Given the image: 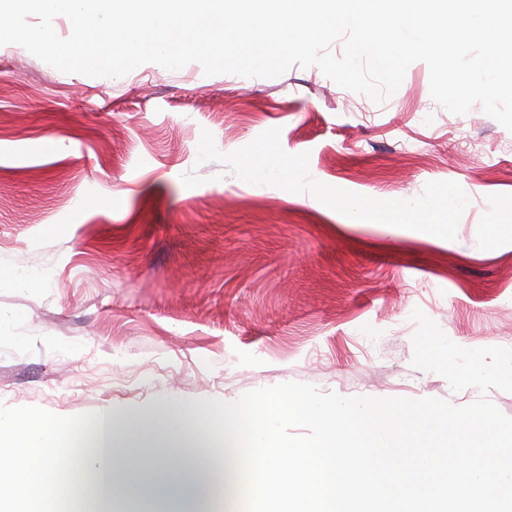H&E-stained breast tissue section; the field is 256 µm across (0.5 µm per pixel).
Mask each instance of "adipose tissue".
Wrapping results in <instances>:
<instances>
[{"label":"adipose tissue","mask_w":512,"mask_h":512,"mask_svg":"<svg viewBox=\"0 0 512 512\" xmlns=\"http://www.w3.org/2000/svg\"><path fill=\"white\" fill-rule=\"evenodd\" d=\"M288 420L314 424L309 443L277 436ZM503 451L490 459L484 480H476L470 451L488 443ZM263 449L257 465L268 485L284 489V512H495L512 493V426L490 413L460 411L440 417L433 408L382 404L357 409L318 406L301 394L236 407L170 403L116 413L93 421L80 418L44 423L25 410L0 411V512L32 502V512H60L71 487L61 477L71 449H83L87 512H123L136 501L142 512H211L213 458L224 451V484L232 486L242 448ZM456 466L448 479L417 499L408 472L432 473L446 457Z\"/></svg>","instance_id":"adipose-tissue-1"}]
</instances>
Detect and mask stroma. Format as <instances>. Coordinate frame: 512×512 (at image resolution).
Here are the masks:
<instances>
[{
    "label": "stroma",
    "mask_w": 512,
    "mask_h": 512,
    "mask_svg": "<svg viewBox=\"0 0 512 512\" xmlns=\"http://www.w3.org/2000/svg\"><path fill=\"white\" fill-rule=\"evenodd\" d=\"M490 224L512 225V131L438 105L423 62L378 104L315 66L114 79L0 45V270L36 274L0 287V410L302 393L512 425V234Z\"/></svg>",
    "instance_id": "stroma-1"
}]
</instances>
